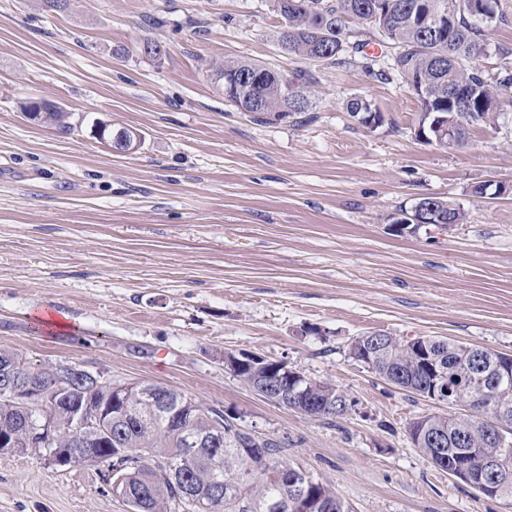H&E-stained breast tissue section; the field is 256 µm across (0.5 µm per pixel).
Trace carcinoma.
Wrapping results in <instances>:
<instances>
[{
    "label": "carcinoma",
    "mask_w": 512,
    "mask_h": 512,
    "mask_svg": "<svg viewBox=\"0 0 512 512\" xmlns=\"http://www.w3.org/2000/svg\"><path fill=\"white\" fill-rule=\"evenodd\" d=\"M458 0H273L282 19L279 41L295 57L332 66L359 65L371 73L381 57L367 53L372 38L386 45L387 70L407 82L422 105L419 122L428 130L436 118L456 126L462 142L475 125H491L498 118L499 99L512 88V70L505 67L496 79L485 75L477 64L488 52L486 21L456 8ZM212 76L224 90V99L235 109L250 115L256 124L302 122L310 119L316 77L309 71L288 76L258 62L226 60L212 67ZM470 109V120L461 121L459 102ZM44 110L37 122L67 133L70 115L61 106L43 100ZM349 115L384 120L381 111L363 98L348 102ZM416 206L431 219L444 224H464L466 210L445 199L425 197ZM369 354H360L363 365L388 382L424 398L430 393L448 404L473 402L477 413L463 422L449 413L430 414L409 423L408 433L415 447L432 460L431 438L445 441L448 470L458 459L480 461L495 455L502 461L500 471L489 475L493 488L483 496L512 501V443L498 446L493 440V423L503 413L512 415V378H501L497 364L507 355L487 348L463 347L447 339L425 336L420 355L408 341L390 334H376ZM68 394L58 391L53 369L43 370L45 405L29 411L12 401L0 399V436L7 442L3 453L25 454L27 430L44 414H53L65 433L52 448L39 453H68L72 464L95 465L114 472L118 485L112 495L128 502L133 512H187L181 493L187 489L208 491L224 485L222 503L215 512H349L348 506L327 483L310 476L306 489L309 505L298 511L290 507L293 492L287 482L291 464L285 446L273 438L245 436L224 420V445L199 448L184 457L183 434L205 437L215 428L218 411L203 408L193 397L171 391L173 406L180 407L179 420L169 423L164 409L143 402L135 393L126 403L112 404V396L94 388L82 376L69 378ZM288 391L318 418L344 415L340 402L348 394L335 386L306 378L299 388ZM88 401L94 408L128 407L132 417L112 424L110 433L100 436L69 430L63 409L70 403Z\"/></svg>",
    "instance_id": "1"
}]
</instances>
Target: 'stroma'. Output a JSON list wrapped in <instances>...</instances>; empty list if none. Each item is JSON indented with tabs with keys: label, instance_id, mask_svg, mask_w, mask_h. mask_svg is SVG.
Segmentation results:
<instances>
[{
	"label": "stroma",
	"instance_id": "stroma-1",
	"mask_svg": "<svg viewBox=\"0 0 512 512\" xmlns=\"http://www.w3.org/2000/svg\"><path fill=\"white\" fill-rule=\"evenodd\" d=\"M488 30L486 75L512 67V0ZM271 0H0V350L31 366L81 364L157 383L283 442L352 512H512L437 467L411 421L448 407L349 356L382 331L443 336L512 355V93L461 146L418 140L421 104L398 76L286 54ZM150 38L165 49L137 51ZM126 55H119V48ZM258 61L312 72L311 122L258 125L225 101L209 67ZM362 97L387 118L367 130ZM71 113L62 133L27 120L26 99ZM136 130L116 153L96 120ZM441 197L468 221L399 233L402 206ZM286 361L344 390L334 419L245 387L228 353ZM0 512H131L99 467L0 453Z\"/></svg>",
	"mask_w": 512,
	"mask_h": 512
}]
</instances>
